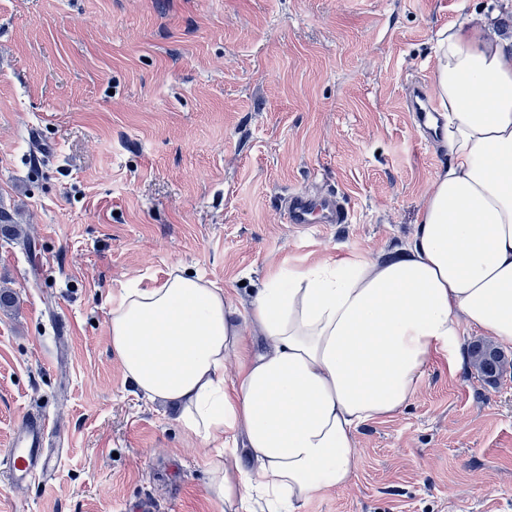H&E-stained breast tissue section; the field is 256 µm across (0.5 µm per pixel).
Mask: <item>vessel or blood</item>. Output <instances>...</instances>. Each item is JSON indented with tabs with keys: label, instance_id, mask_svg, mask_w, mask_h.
<instances>
[{
	"label": "vessel or blood",
	"instance_id": "obj_1",
	"mask_svg": "<svg viewBox=\"0 0 512 512\" xmlns=\"http://www.w3.org/2000/svg\"><path fill=\"white\" fill-rule=\"evenodd\" d=\"M316 215L327 224L348 221V212L336 196H312L304 192L289 195L284 210L286 223L307 224ZM47 441L44 416L33 414L18 424L10 448L0 457V468L7 471L12 483L28 485L50 478L61 459L49 451Z\"/></svg>",
	"mask_w": 512,
	"mask_h": 512
}]
</instances>
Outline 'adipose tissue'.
<instances>
[{"instance_id":"ef3b65f1","label":"adipose tissue","mask_w":512,"mask_h":512,"mask_svg":"<svg viewBox=\"0 0 512 512\" xmlns=\"http://www.w3.org/2000/svg\"><path fill=\"white\" fill-rule=\"evenodd\" d=\"M494 19L476 9L436 35L449 162L397 257L279 270L245 311L178 269L121 289L112 351L212 446L225 512H301L350 484L358 427L407 407L435 357L460 369L464 328L512 347V37Z\"/></svg>"}]
</instances>
